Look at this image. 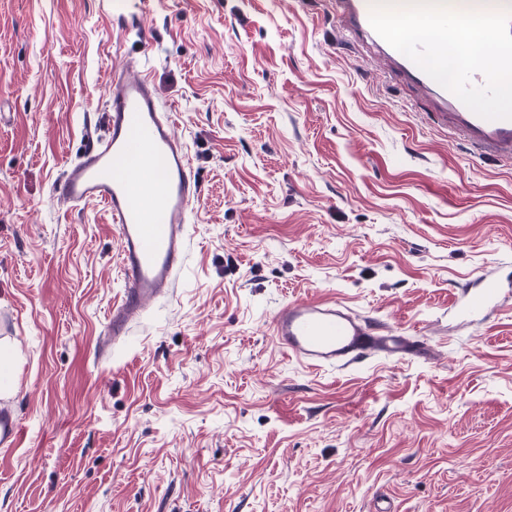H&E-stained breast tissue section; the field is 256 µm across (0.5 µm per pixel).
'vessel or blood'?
Instances as JSON below:
<instances>
[{
    "label": "vessel or blood",
    "instance_id": "vessel-or-blood-1",
    "mask_svg": "<svg viewBox=\"0 0 512 512\" xmlns=\"http://www.w3.org/2000/svg\"><path fill=\"white\" fill-rule=\"evenodd\" d=\"M446 2L455 11L512 7V0ZM371 3L336 0L341 23L351 36L375 37ZM378 46L392 59L398 78L432 92L440 119L475 151L512 160V119L478 116L386 41ZM106 122L104 137L64 170L53 192L74 207L102 204L118 234L124 290L109 311L106 331L114 338L126 335L148 304L172 288L185 259L188 216L199 186L184 145L173 132L172 115L162 108L148 77L113 78ZM502 294L498 280L482 277L467 291L460 312H484ZM272 330L288 356L315 369L346 367L371 355L399 360L426 353L419 340L358 316L334 300L288 302L275 314ZM21 436L19 419L0 407V445L15 446Z\"/></svg>",
    "mask_w": 512,
    "mask_h": 512
}]
</instances>
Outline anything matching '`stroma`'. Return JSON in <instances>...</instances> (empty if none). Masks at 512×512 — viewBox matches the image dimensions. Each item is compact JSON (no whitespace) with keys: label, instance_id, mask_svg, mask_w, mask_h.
<instances>
[{"label":"stroma","instance_id":"obj_1","mask_svg":"<svg viewBox=\"0 0 512 512\" xmlns=\"http://www.w3.org/2000/svg\"><path fill=\"white\" fill-rule=\"evenodd\" d=\"M0 0V359L23 436L0 512H512V162L346 35L336 0ZM133 61L201 192L175 286L119 342V240L53 184ZM508 296L461 322L463 289ZM335 299L425 358L314 370L284 304Z\"/></svg>","mask_w":512,"mask_h":512}]
</instances>
